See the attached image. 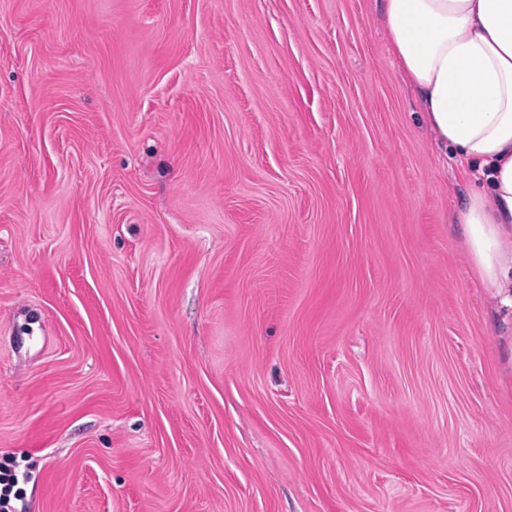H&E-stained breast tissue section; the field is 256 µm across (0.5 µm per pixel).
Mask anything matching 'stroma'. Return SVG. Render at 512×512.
Returning <instances> with one entry per match:
<instances>
[{"label":"stroma","instance_id":"stroma-1","mask_svg":"<svg viewBox=\"0 0 512 512\" xmlns=\"http://www.w3.org/2000/svg\"><path fill=\"white\" fill-rule=\"evenodd\" d=\"M382 0H0V463L28 512H512L480 287Z\"/></svg>","mask_w":512,"mask_h":512}]
</instances>
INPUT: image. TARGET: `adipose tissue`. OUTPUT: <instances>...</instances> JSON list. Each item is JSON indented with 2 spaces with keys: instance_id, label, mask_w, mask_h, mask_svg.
<instances>
[{
  "instance_id": "ef3b65f1",
  "label": "adipose tissue",
  "mask_w": 512,
  "mask_h": 512,
  "mask_svg": "<svg viewBox=\"0 0 512 512\" xmlns=\"http://www.w3.org/2000/svg\"><path fill=\"white\" fill-rule=\"evenodd\" d=\"M384 13L438 143L476 169L456 215L471 264L512 304V0H385Z\"/></svg>"
}]
</instances>
